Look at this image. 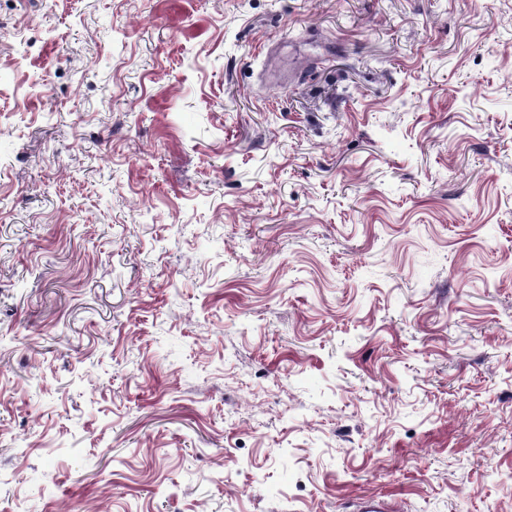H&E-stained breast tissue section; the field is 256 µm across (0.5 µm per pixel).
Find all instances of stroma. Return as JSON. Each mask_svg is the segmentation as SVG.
Masks as SVG:
<instances>
[{
    "label": "stroma",
    "mask_w": 512,
    "mask_h": 512,
    "mask_svg": "<svg viewBox=\"0 0 512 512\" xmlns=\"http://www.w3.org/2000/svg\"><path fill=\"white\" fill-rule=\"evenodd\" d=\"M512 512V0H0V512ZM403 508L394 499L363 496L354 503L353 512H401Z\"/></svg>",
    "instance_id": "stroma-1"
}]
</instances>
